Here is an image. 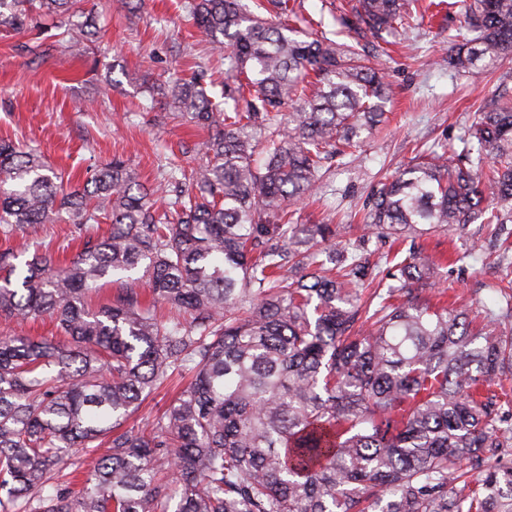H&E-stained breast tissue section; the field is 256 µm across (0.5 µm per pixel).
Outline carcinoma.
Wrapping results in <instances>:
<instances>
[{"mask_svg": "<svg viewBox=\"0 0 512 512\" xmlns=\"http://www.w3.org/2000/svg\"><path fill=\"white\" fill-rule=\"evenodd\" d=\"M83 0H0V30L43 18L78 47ZM433 0H348L343 24L381 39ZM186 0L224 50L222 109L208 69L152 88L214 131L205 160L165 174L161 199L114 158L83 182L0 140V234L64 221L67 264L0 249V318L49 317L58 338L0 337V512H512V286L472 317L425 296L437 263L413 240L471 220L512 222V99L475 114L457 150L433 145L374 188L363 233L298 224L330 158L386 119L390 85L356 46L292 36L288 0ZM512 53V0H467L448 67ZM106 233L86 231L101 220ZM412 240L382 255L372 241ZM155 303L186 316L157 318ZM115 288L108 302L92 295ZM191 380L150 427L119 431L156 387ZM500 380V392L485 387ZM107 450L78 488L55 469ZM177 470L164 482L160 473Z\"/></svg>", "mask_w": 512, "mask_h": 512, "instance_id": "carcinoma-1", "label": "carcinoma"}]
</instances>
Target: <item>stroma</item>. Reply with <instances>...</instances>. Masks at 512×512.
<instances>
[{"label": "stroma", "instance_id": "1", "mask_svg": "<svg viewBox=\"0 0 512 512\" xmlns=\"http://www.w3.org/2000/svg\"><path fill=\"white\" fill-rule=\"evenodd\" d=\"M182 4L85 0L98 26V39L86 50L60 43L49 21L19 33L0 31V138L36 149L81 178L119 157L156 189L169 162L196 166L210 130L185 121L151 92L171 75L190 76L201 62L212 75L208 94L215 102L224 100V53L200 41ZM295 8L328 38L349 42L332 0H295ZM463 12L464 0H452L446 14L412 15L407 33L378 60L393 91L388 122L365 136L354 155L332 162L319 202L300 206V223L359 224L365 200L383 177L406 165L419 148L458 145L480 106L512 95V55L493 69H449ZM106 82L112 92L102 99L98 88ZM489 233L476 220L463 230L420 240L439 263L440 288L473 315L492 306L499 287L512 281L511 262L469 250L472 240H487ZM27 240L48 244L68 259L77 252L75 228L64 222L32 225L14 243ZM456 251L466 253L464 265L450 263Z\"/></svg>", "mask_w": 512, "mask_h": 512}]
</instances>
